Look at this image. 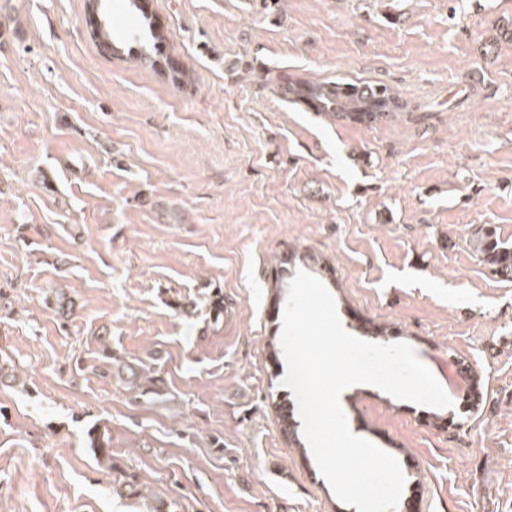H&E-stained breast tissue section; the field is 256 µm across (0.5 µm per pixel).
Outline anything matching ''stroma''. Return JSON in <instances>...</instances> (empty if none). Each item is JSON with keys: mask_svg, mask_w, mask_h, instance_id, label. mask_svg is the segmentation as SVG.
<instances>
[{"mask_svg": "<svg viewBox=\"0 0 512 512\" xmlns=\"http://www.w3.org/2000/svg\"><path fill=\"white\" fill-rule=\"evenodd\" d=\"M173 83L101 53L86 0H0V512H357L292 447L268 344L312 253L344 328L403 326L429 409L355 385L415 512H512V0H150ZM387 84L377 123L288 79ZM64 296L66 314L52 302ZM107 431L112 460L89 446ZM476 251L480 254L481 261L495 274L512 276V248L504 246L491 229L486 228L480 232Z\"/></svg>", "mask_w": 512, "mask_h": 512, "instance_id": "obj_1", "label": "stroma"}]
</instances>
